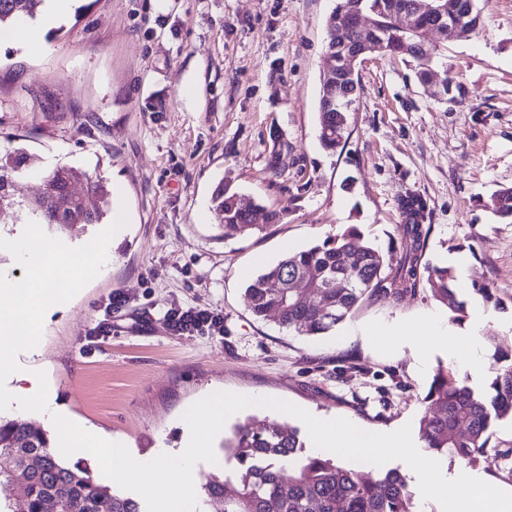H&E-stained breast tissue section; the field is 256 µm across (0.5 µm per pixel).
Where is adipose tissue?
Masks as SVG:
<instances>
[{
    "mask_svg": "<svg viewBox=\"0 0 512 512\" xmlns=\"http://www.w3.org/2000/svg\"><path fill=\"white\" fill-rule=\"evenodd\" d=\"M67 5L66 0H47L44 11L28 27L27 37H19L17 32L0 30V42L22 43L30 52L40 53L46 48L45 33L55 26L60 13ZM489 319L483 309L476 308L470 313L466 323L467 333L461 334L449 328L446 320L438 313L431 312L413 323H400L390 328H375L371 331L374 342L388 349L396 350L410 344L420 353V369H428L429 351L444 348L448 356L454 359L465 372H478L483 363L479 344L473 333Z\"/></svg>",
    "mask_w": 512,
    "mask_h": 512,
    "instance_id": "obj_1",
    "label": "adipose tissue"
}]
</instances>
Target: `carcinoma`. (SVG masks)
Here are the masks:
<instances>
[{
    "label": "carcinoma",
    "instance_id": "1",
    "mask_svg": "<svg viewBox=\"0 0 512 512\" xmlns=\"http://www.w3.org/2000/svg\"><path fill=\"white\" fill-rule=\"evenodd\" d=\"M44 0H0V29L22 18H33ZM416 0H362L373 19L368 35L390 47L393 19ZM418 61V76L432 77L431 59L409 48ZM344 88H320L319 140L323 148L337 150L346 139L348 112H323L329 96L341 97ZM29 160L18 148L0 156V209L18 206L60 232L77 224H100L110 205V193L100 179L71 166H58L46 176L47 192L25 204L9 194L18 164ZM220 225L251 234L280 221V213L261 203L243 210L237 194L225 190L213 198ZM403 236L410 249L400 257H386L363 240L352 225L322 243L285 255L251 279L245 293L252 313L278 317L283 328L298 335L324 334L343 323L369 298L398 300L416 291L426 280L433 297L455 322L463 320L466 301L456 286L454 270L422 263L426 247L423 222L427 201L417 194L399 203ZM492 213L512 219V187L499 190L490 204ZM426 277H421V273ZM418 421L423 447L433 456L456 458L468 465L486 448L488 430L501 419H512V363L503 367L485 390H476L446 367H438L423 399ZM300 429L286 420H274L255 429L244 420L224 438V459L234 462V478L209 475L206 503H223V512H419L407 478L398 469L369 477L358 467L346 466L334 456L305 453ZM35 466L23 471L20 500L0 501V512H45L54 503L59 512H146L143 503L102 483L85 463L70 465L58 457L44 430L32 428L19 417L0 415V483L15 478L28 460Z\"/></svg>",
    "mask_w": 512,
    "mask_h": 512
}]
</instances>
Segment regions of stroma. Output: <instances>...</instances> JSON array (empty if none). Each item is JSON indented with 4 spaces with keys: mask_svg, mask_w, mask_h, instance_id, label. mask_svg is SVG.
<instances>
[{
    "mask_svg": "<svg viewBox=\"0 0 512 512\" xmlns=\"http://www.w3.org/2000/svg\"><path fill=\"white\" fill-rule=\"evenodd\" d=\"M336 0H74L34 55L0 44V151L30 157L19 200L44 192L50 165L103 180L126 211L116 260L65 309L46 312L25 373L45 372L64 416L121 439L142 459L158 440L178 447L185 405L210 390H254L367 429L417 423L433 377L410 348L391 352L368 328L436 310L428 284L397 302L364 301L335 331L300 336L252 314L247 282L287 249L354 225L384 254L409 245L399 201L426 199L424 260H470L464 298L489 313L477 335L487 386L512 355V221L492 195L512 187V0H478L467 39L425 45L436 75L459 87L434 99L407 55L368 51L359 99L336 151L318 140L326 20ZM281 211L279 223L225 235L219 188ZM489 297H482L481 288ZM123 294L113 315L105 306ZM224 317L220 336L177 335L174 307ZM512 487V421L497 422L475 465Z\"/></svg>",
    "mask_w": 512,
    "mask_h": 512,
    "instance_id": "stroma-1",
    "label": "stroma"
}]
</instances>
